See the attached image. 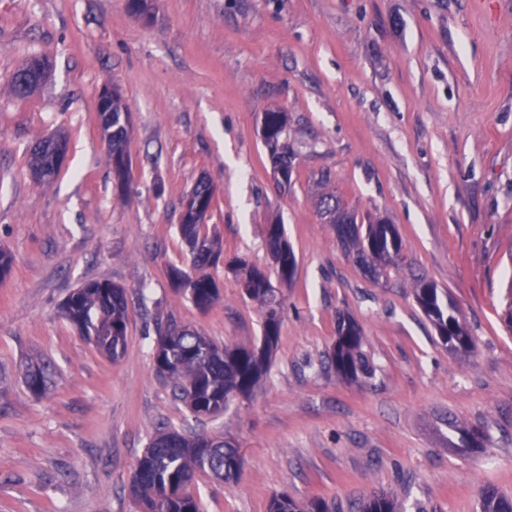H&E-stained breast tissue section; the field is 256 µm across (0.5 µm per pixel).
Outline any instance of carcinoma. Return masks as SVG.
I'll list each match as a JSON object with an SVG mask.
<instances>
[{"label": "carcinoma", "instance_id": "cac0c4a2", "mask_svg": "<svg viewBox=\"0 0 512 512\" xmlns=\"http://www.w3.org/2000/svg\"><path fill=\"white\" fill-rule=\"evenodd\" d=\"M128 110L120 94L112 96L111 112L98 113L102 137L109 141V161L119 197L131 191V160L126 150ZM269 133L263 138L274 171L283 177L281 186L291 185L295 154L288 143V114L267 112ZM54 146L45 138L31 151L30 168L35 179L46 183L59 172L54 167ZM188 195L204 201L199 208L189 206L181 212L179 234L188 247L190 268L170 266L168 278L173 288L184 293L193 305L209 310L220 291L216 280L205 269L219 263L222 252L215 236L208 231L215 186L206 177L199 178ZM318 211L333 225L344 250L354 254L356 262L371 276L380 277L397 264L402 241L394 225L380 218H368L360 224L357 215L346 210L329 191L322 194ZM268 246L277 276L283 283L292 281L296 257L279 224L268 228ZM244 297L255 302L263 317L260 345L220 347L210 337L189 326H169L159 335L154 359L158 371L171 380L175 395L197 418H212L224 412L235 397L247 398L268 372L271 352L279 336L283 317V299L265 272L235 263L230 267ZM413 295L423 314L432 322L441 345L448 353L466 356L473 352L475 339L461 320L459 310L448 301V293L424 275L414 278ZM62 314L79 327L89 342L102 354L115 359L126 345L128 308L125 288L110 281L88 282L74 289L62 303ZM328 363L336 373L356 379L370 377L373 365L364 351V337L351 321L338 324L336 343L328 353ZM50 366H28L24 371L27 388L44 395L50 387ZM460 447L468 453L484 448L483 429L476 425L450 422ZM140 479L131 485V495L139 512H201L200 503L186 492L194 475L208 473L224 482L237 479L241 458L235 446L217 443L203 435H187L175 428L158 432L137 463ZM481 512H512V497L504 496L491 484L482 487ZM269 512H336V505L320 498L296 500L286 493L272 497ZM359 512H397L392 495L382 492L364 500Z\"/></svg>", "mask_w": 512, "mask_h": 512}]
</instances>
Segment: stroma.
I'll return each mask as SVG.
<instances>
[{
  "label": "stroma",
  "mask_w": 512,
  "mask_h": 512,
  "mask_svg": "<svg viewBox=\"0 0 512 512\" xmlns=\"http://www.w3.org/2000/svg\"><path fill=\"white\" fill-rule=\"evenodd\" d=\"M36 56L51 72L27 99L9 76ZM119 87L130 113L134 193L119 199L95 99ZM288 115L297 153L276 186L263 113ZM67 137L56 178L29 155ZM358 216L394 224L397 266L374 280L316 209L319 172ZM216 188L209 228L225 262L275 277L280 223L297 266L270 367L250 398L197 418L156 371L169 324L223 346L262 334L256 303L223 265L198 310L168 266H187L182 199ZM0 512H137L129 486L158 429L229 437L236 481L197 474L202 512H268L273 495L357 512L373 493L399 512H480V491L512 497V0H0ZM426 275L459 308L476 349L448 354L414 300ZM123 286L127 348L101 355L60 313L83 282ZM362 328L371 377L324 368L340 316ZM51 362L49 394L25 385ZM481 426L480 456L449 419Z\"/></svg>",
  "instance_id": "stroma-1"
}]
</instances>
